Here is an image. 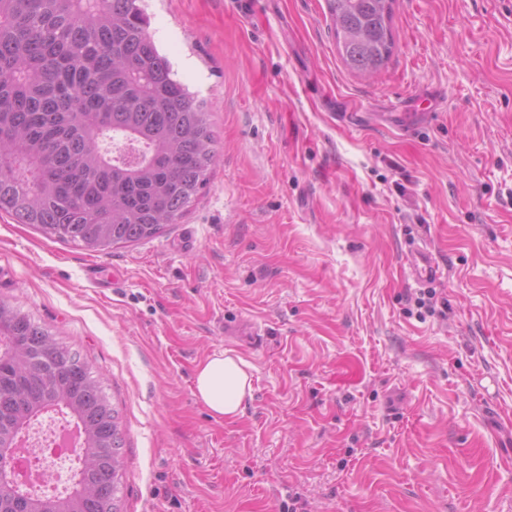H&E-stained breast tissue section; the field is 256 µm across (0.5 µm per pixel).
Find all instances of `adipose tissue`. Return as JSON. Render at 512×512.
Listing matches in <instances>:
<instances>
[{
  "label": "adipose tissue",
  "instance_id": "adipose-tissue-1",
  "mask_svg": "<svg viewBox=\"0 0 512 512\" xmlns=\"http://www.w3.org/2000/svg\"><path fill=\"white\" fill-rule=\"evenodd\" d=\"M251 365L232 351L214 353L203 360L195 373V391L212 416L232 420L239 416L252 394Z\"/></svg>",
  "mask_w": 512,
  "mask_h": 512
}]
</instances>
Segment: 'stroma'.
<instances>
[{
  "label": "stroma",
  "instance_id": "stroma-1",
  "mask_svg": "<svg viewBox=\"0 0 512 512\" xmlns=\"http://www.w3.org/2000/svg\"><path fill=\"white\" fill-rule=\"evenodd\" d=\"M140 5L211 110L198 199L104 252L0 213V301L120 411L122 512H512V0H395L374 74L326 0ZM421 95L441 112L402 131ZM221 350L252 366L232 421L194 389ZM409 268L418 282L426 281L440 276L439 268L433 263L426 244L412 246L407 252Z\"/></svg>",
  "mask_w": 512,
  "mask_h": 512
}]
</instances>
